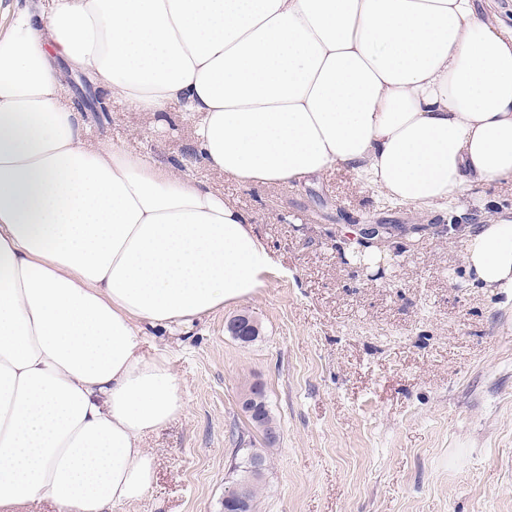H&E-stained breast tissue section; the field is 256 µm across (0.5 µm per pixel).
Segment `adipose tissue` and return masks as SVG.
<instances>
[{
    "label": "adipose tissue",
    "instance_id": "1",
    "mask_svg": "<svg viewBox=\"0 0 512 512\" xmlns=\"http://www.w3.org/2000/svg\"><path fill=\"white\" fill-rule=\"evenodd\" d=\"M193 119L208 167L279 185L330 169L429 205L512 178V28L475 0H18L0 25V512H112L184 403L144 327L189 328L273 270L206 181L88 138L57 67ZM464 261L512 288V218Z\"/></svg>",
    "mask_w": 512,
    "mask_h": 512
}]
</instances>
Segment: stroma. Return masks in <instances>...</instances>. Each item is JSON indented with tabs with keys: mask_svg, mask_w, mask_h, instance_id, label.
Listing matches in <instances>:
<instances>
[{
	"mask_svg": "<svg viewBox=\"0 0 512 512\" xmlns=\"http://www.w3.org/2000/svg\"><path fill=\"white\" fill-rule=\"evenodd\" d=\"M93 140L123 142L213 184L253 221L275 273L188 335L146 331L168 352L183 411L147 440L154 482L112 512H224L237 448L260 438L241 410L261 384L281 430L256 512H512V294L475 282L471 230L512 214V179L419 209L336 169L277 186L213 173L178 110L108 100ZM386 224L369 268L336 235ZM250 316L249 344L230 321Z\"/></svg>",
	"mask_w": 512,
	"mask_h": 512,
	"instance_id": "obj_1",
	"label": "stroma"
}]
</instances>
